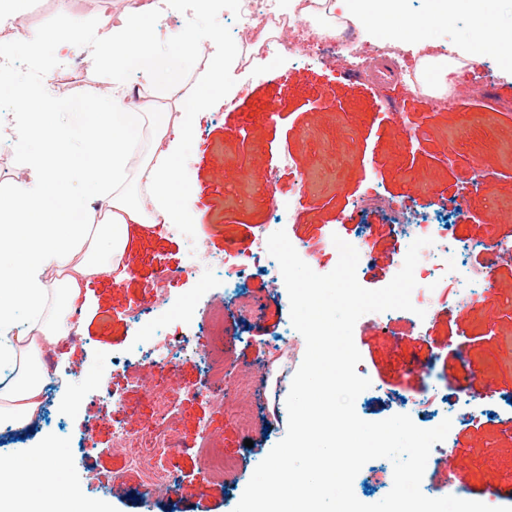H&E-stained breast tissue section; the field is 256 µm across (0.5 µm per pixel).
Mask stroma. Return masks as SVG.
<instances>
[{
    "label": "stroma",
    "instance_id": "35a3bbf8",
    "mask_svg": "<svg viewBox=\"0 0 512 512\" xmlns=\"http://www.w3.org/2000/svg\"><path fill=\"white\" fill-rule=\"evenodd\" d=\"M131 0H27L23 28L0 25V43L15 45L12 70L17 82L39 75L18 42L22 31L58 34L86 32L102 24ZM443 0H403L402 17L410 21L406 35L374 30L358 45L363 55L389 47L396 66L364 77L344 73L332 57L304 62L288 56L267 60L264 74L235 70L232 106L204 113L175 156L184 186L175 196L191 222L181 236L150 228L130 273L122 282L104 277L93 282L83 307L78 336L69 352L48 359L55 373L37 421L18 427L0 419V455L18 461L34 458L45 441L61 456L60 477L77 493L78 506L105 504L109 512H234L255 468L284 438L287 418L271 419L260 380L273 341L288 330L290 304L270 272L251 268L234 291L253 298L252 310L229 306L224 330L210 333L206 323L224 278L211 271L172 291L159 308L161 328L169 336L202 341L212 357L225 360L227 376L244 369L257 378L249 404L253 428L242 432L233 413L197 396L209 379L192 351L172 369L148 372L142 339L148 327H136L129 312L149 299L161 269L189 264L192 244L202 240L215 256L228 246L250 247L255 228L270 223L273 202L294 203L289 239L317 244L321 226L343 224L352 238H362L368 262L357 272L359 283L375 290L389 280L400 263L390 215L363 208L366 192L377 190L397 206L416 208L420 218L448 220V233L469 245L468 254L442 251L448 266L484 261V250L512 232V58L487 48L478 19L512 28V0H486L482 16L465 6L444 12ZM458 53L471 67L459 72L460 83L481 82L472 103L446 98L434 101L401 81L399 68L440 51ZM56 82L72 95L86 97L108 84L110 74L73 61L54 66ZM404 113L415 131L407 138L396 119ZM494 168L479 186L466 183L476 163ZM446 197L444 211L432 203ZM423 323L406 312L384 326L358 322L353 331L360 365L371 382L357 397V414L380 421L410 415L422 428H432L449 413L463 468L449 478L439 453H430L421 483L424 495L456 493L470 501L512 502V261L498 262L494 286L480 302L459 308L440 300ZM465 345V359L453 346ZM428 359L429 373L407 378L403 366L412 357ZM121 359L123 367L113 366ZM493 383L491 398L466 399L461 390L466 367ZM120 394L119 405L104 407L107 392ZM175 398L178 412L169 432L182 445L170 466L180 489L147 499L140 494L144 477L131 469L128 453L115 447L113 434L133 436L153 428L155 397ZM207 427L226 457L237 461L241 486L204 478L197 448L200 427ZM91 446H84V439Z\"/></svg>",
    "mask_w": 512,
    "mask_h": 512
}]
</instances>
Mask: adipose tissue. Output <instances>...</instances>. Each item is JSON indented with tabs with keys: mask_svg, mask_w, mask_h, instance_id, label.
I'll return each mask as SVG.
<instances>
[{
	"mask_svg": "<svg viewBox=\"0 0 512 512\" xmlns=\"http://www.w3.org/2000/svg\"><path fill=\"white\" fill-rule=\"evenodd\" d=\"M160 11L137 0L109 28L78 40L35 33L24 41L32 58L52 52L65 59L82 50L92 67L112 60L109 86L82 99L59 96L50 73L17 90L14 111L0 114V135L14 139L27 170L24 181L0 195V363L17 369L0 385V417L23 427L34 421L49 382L46 359L69 338V314L85 304V291L102 275L127 267L131 247L153 224H180L174 200L182 180L174 164L178 134L191 115L216 104L233 67L224 33L205 40L184 35L179 58L154 52ZM206 55L208 66L189 80L183 61ZM141 75L139 89L126 78ZM175 100L187 114L168 124L152 111L155 100ZM91 188L103 202L94 215L72 183ZM28 329L16 335L18 318ZM53 442L34 463L0 458V512H18L21 495L33 494L37 512H74L72 497L57 489Z\"/></svg>",
	"mask_w": 512,
	"mask_h": 512,
	"instance_id": "adipose-tissue-1",
	"label": "adipose tissue"
}]
</instances>
